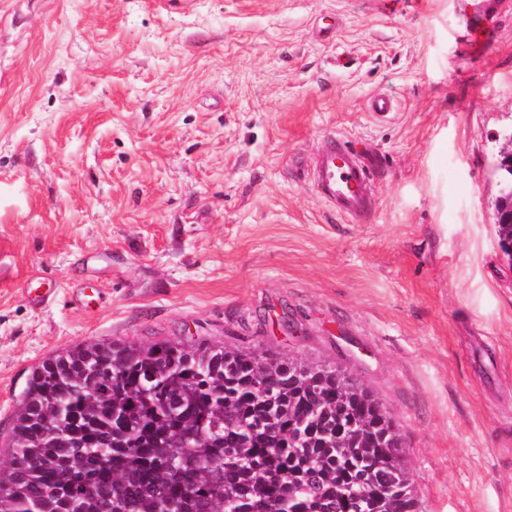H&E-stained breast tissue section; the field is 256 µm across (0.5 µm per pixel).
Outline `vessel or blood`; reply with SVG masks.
Wrapping results in <instances>:
<instances>
[{
  "instance_id": "1",
  "label": "vessel or blood",
  "mask_w": 512,
  "mask_h": 512,
  "mask_svg": "<svg viewBox=\"0 0 512 512\" xmlns=\"http://www.w3.org/2000/svg\"><path fill=\"white\" fill-rule=\"evenodd\" d=\"M472 2L473 24L464 50L469 55L480 56L492 43V29L487 20L496 0ZM311 179L320 195L344 215L360 217L373 207L367 164L345 142L333 137L324 140L311 169Z\"/></svg>"
}]
</instances>
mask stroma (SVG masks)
I'll list each match as a JSON object with an SVG mask.
<instances>
[{
  "label": "stroma",
  "mask_w": 512,
  "mask_h": 512,
  "mask_svg": "<svg viewBox=\"0 0 512 512\" xmlns=\"http://www.w3.org/2000/svg\"><path fill=\"white\" fill-rule=\"evenodd\" d=\"M458 2L0 0V466L45 360L205 340L362 380L418 512H512V0L477 59ZM329 135L364 221L310 180ZM311 179L320 195L344 215L360 217L373 207L366 161L335 137L322 143ZM494 203L493 224L496 225L499 236L505 237L501 229H512V184L503 185Z\"/></svg>",
  "instance_id": "35a3bbf8"
}]
</instances>
